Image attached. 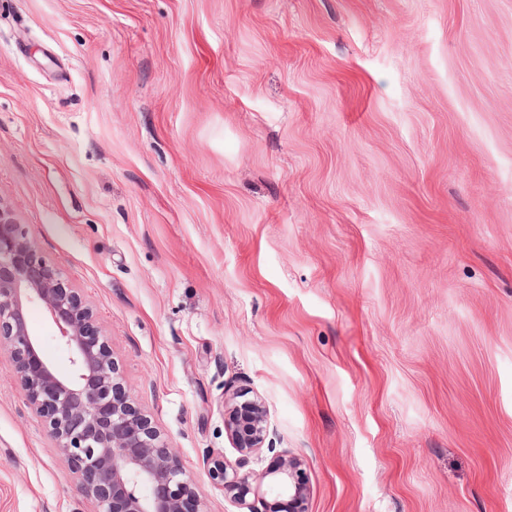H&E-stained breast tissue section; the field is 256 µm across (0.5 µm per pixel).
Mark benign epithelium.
<instances>
[{"instance_id": "benign-epithelium-1", "label": "benign epithelium", "mask_w": 512, "mask_h": 512, "mask_svg": "<svg viewBox=\"0 0 512 512\" xmlns=\"http://www.w3.org/2000/svg\"><path fill=\"white\" fill-rule=\"evenodd\" d=\"M39 305L71 353L59 373L44 357L28 319ZM14 363L33 412L43 418L98 512H209L167 435L127 392L108 336L79 291L63 280L11 212L0 209V351ZM224 426L235 461L207 454L214 486L246 512H308L302 460L268 443L269 410L259 397L234 392L224 401ZM272 454L256 471L253 461ZM268 487V493L262 488Z\"/></svg>"}]
</instances>
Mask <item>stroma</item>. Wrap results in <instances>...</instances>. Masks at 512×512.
Instances as JSON below:
<instances>
[{"instance_id": "obj_1", "label": "stroma", "mask_w": 512, "mask_h": 512, "mask_svg": "<svg viewBox=\"0 0 512 512\" xmlns=\"http://www.w3.org/2000/svg\"><path fill=\"white\" fill-rule=\"evenodd\" d=\"M0 207L211 512L236 389L309 512H512V0H0ZM97 510L1 353L0 512Z\"/></svg>"}]
</instances>
